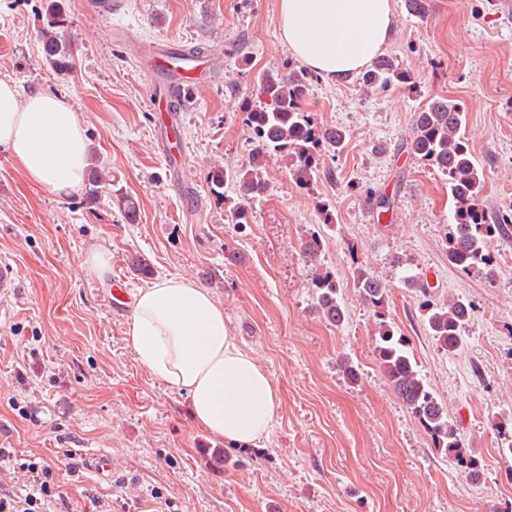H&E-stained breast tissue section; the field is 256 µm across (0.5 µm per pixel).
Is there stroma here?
<instances>
[{
	"mask_svg": "<svg viewBox=\"0 0 512 512\" xmlns=\"http://www.w3.org/2000/svg\"><path fill=\"white\" fill-rule=\"evenodd\" d=\"M503 2L427 0L418 17L394 0L384 55L412 82L367 93L355 78L312 76L308 112L345 132L324 157L333 176L302 189L269 161L273 189L241 225L224 205L237 188L216 195L207 175L249 160L255 78L301 67L283 41L278 0H59L74 54L63 71L43 51L48 0H0V79L66 98L111 180L91 204L58 196L30 185L0 148V258L19 281L0 297V447L53 466L59 494L46 512H512V458L494 427L512 420V237L493 241L491 272L449 264L448 178L406 149L415 112L432 97L454 99L485 173L489 221L512 214V7ZM159 43L200 46L213 59L174 112L157 108L159 85L144 66ZM117 189L138 201L136 221L114 204ZM381 194L393 196L392 216L377 217ZM325 204L334 224L323 222ZM314 233L324 240L315 267L302 248ZM101 248L128 294L167 276L212 290L277 387L274 427L259 447L201 428L188 397L135 359L128 310L113 307L111 281L82 267ZM133 256L152 277L133 271ZM362 269L386 285L388 322L409 339L480 477L434 447L378 367V327L353 286ZM317 270L339 286L340 324L316 307ZM417 278L437 299L471 305L455 352L424 326ZM98 451L112 458L111 479L84 467ZM72 458L79 473L67 468Z\"/></svg>",
	"mask_w": 512,
	"mask_h": 512,
	"instance_id": "1",
	"label": "stroma"
}]
</instances>
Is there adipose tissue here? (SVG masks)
I'll return each instance as SVG.
<instances>
[{
    "label": "adipose tissue",
    "mask_w": 512,
    "mask_h": 512,
    "mask_svg": "<svg viewBox=\"0 0 512 512\" xmlns=\"http://www.w3.org/2000/svg\"><path fill=\"white\" fill-rule=\"evenodd\" d=\"M279 23L293 56L336 82L351 79L384 52L395 13L392 0H279ZM0 145L32 185L66 196L85 184L86 130L60 96L24 94L0 79ZM126 340L141 365L187 395L193 419L206 430L235 446L267 439L276 386L241 347L208 288L179 276L139 289Z\"/></svg>",
    "instance_id": "obj_1"
}]
</instances>
